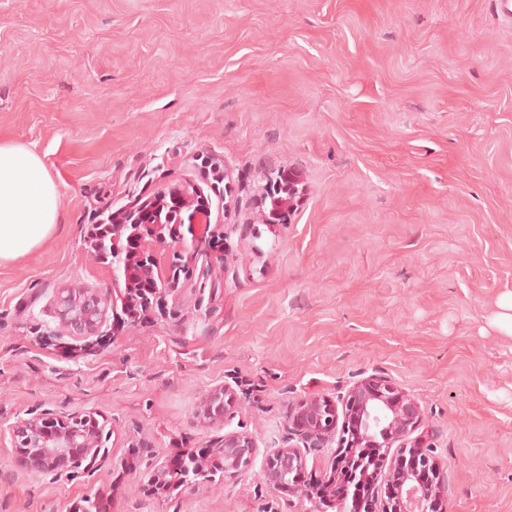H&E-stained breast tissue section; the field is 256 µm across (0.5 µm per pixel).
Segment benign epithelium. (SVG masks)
Returning <instances> with one entry per match:
<instances>
[{
    "mask_svg": "<svg viewBox=\"0 0 512 512\" xmlns=\"http://www.w3.org/2000/svg\"><path fill=\"white\" fill-rule=\"evenodd\" d=\"M210 200L190 184L163 189L153 197L135 198L112 216V270L130 290L139 276L152 282L141 303L150 311L166 288L178 280L163 276L155 249L167 239H178V228L188 222L207 224ZM151 231L143 235L139 225ZM108 297L93 290L63 291L55 314L75 339L89 338L103 324ZM234 401L227 387L211 390L200 402L199 415L218 423ZM422 412L415 399L393 382L371 376L354 383L338 401L309 395L298 401L289 416L290 438L265 457L261 478L273 493H288L315 504L310 512H448L443 468L433 446L421 437L410 439L421 427ZM15 448V466L23 472L62 475L81 468L99 469L109 458L102 424L94 412L65 413L45 409L17 419L9 429ZM336 447H331V444ZM396 453H391L392 448ZM306 448H328L329 474L306 475ZM212 458L224 460L218 475L205 455H190L192 465L180 459L155 462L146 492L152 496L170 490H192L237 476L254 460L257 445L245 432L224 434L212 448Z\"/></svg>",
    "mask_w": 512,
    "mask_h": 512,
    "instance_id": "7a95c632",
    "label": "benign epithelium"
}]
</instances>
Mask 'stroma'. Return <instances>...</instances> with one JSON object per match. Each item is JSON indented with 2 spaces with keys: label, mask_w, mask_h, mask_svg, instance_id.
<instances>
[{
  "label": "stroma",
  "mask_w": 512,
  "mask_h": 512,
  "mask_svg": "<svg viewBox=\"0 0 512 512\" xmlns=\"http://www.w3.org/2000/svg\"><path fill=\"white\" fill-rule=\"evenodd\" d=\"M0 136L64 212L0 265V512L107 488L112 512H309L265 489L264 458L299 399L372 375L419 402L449 512H512V23L493 0H0ZM183 181L212 190L220 247L170 244L162 306L73 341L58 294L116 286L88 228ZM224 385L223 424L197 419ZM45 408L98 411L108 461L17 470L8 428ZM235 431L258 446L237 477L144 495L157 459Z\"/></svg>",
  "instance_id": "1"
}]
</instances>
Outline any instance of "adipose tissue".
I'll return each mask as SVG.
<instances>
[{"mask_svg": "<svg viewBox=\"0 0 512 512\" xmlns=\"http://www.w3.org/2000/svg\"><path fill=\"white\" fill-rule=\"evenodd\" d=\"M62 221L59 188L40 156L0 141V263L40 247Z\"/></svg>", "mask_w": 512, "mask_h": 512, "instance_id": "adipose-tissue-1", "label": "adipose tissue"}]
</instances>
